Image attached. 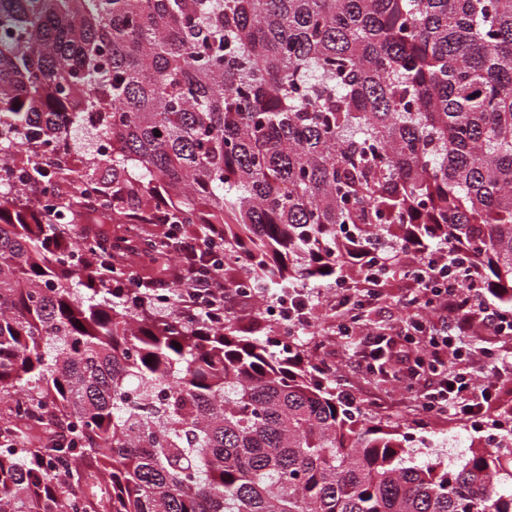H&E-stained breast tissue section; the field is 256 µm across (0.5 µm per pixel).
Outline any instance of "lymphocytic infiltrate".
<instances>
[{"mask_svg":"<svg viewBox=\"0 0 512 512\" xmlns=\"http://www.w3.org/2000/svg\"><path fill=\"white\" fill-rule=\"evenodd\" d=\"M165 201L151 210L161 224L162 238L178 242L174 264L158 277L144 276L135 266L111 267L108 282L114 288L157 300L161 317L178 312L189 326L206 331L235 318L243 292L224 285V241L219 231L202 236L182 225L163 223ZM398 266L412 292L416 311L410 321L385 333L359 332L357 365L374 375L391 372L422 411L435 417L452 416L466 422L488 418L498 384L512 375V362L496 367L486 382H478L467 362L470 348L464 340L484 335L512 334V317L475 290L459 285L441 254H421ZM384 279L376 265L336 278V329L346 336L359 320V306L376 296Z\"/></svg>","mask_w":512,"mask_h":512,"instance_id":"lymphocytic-infiltrate-1","label":"lymphocytic infiltrate"}]
</instances>
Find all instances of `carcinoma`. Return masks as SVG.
Segmentation results:
<instances>
[{
  "label": "carcinoma",
  "instance_id": "obj_1",
  "mask_svg": "<svg viewBox=\"0 0 512 512\" xmlns=\"http://www.w3.org/2000/svg\"><path fill=\"white\" fill-rule=\"evenodd\" d=\"M112 139L102 223L168 202L224 271L328 280L409 241L512 314V0H0V512H512V452L409 460L319 374L77 271L1 183Z\"/></svg>",
  "mask_w": 512,
  "mask_h": 512
}]
</instances>
